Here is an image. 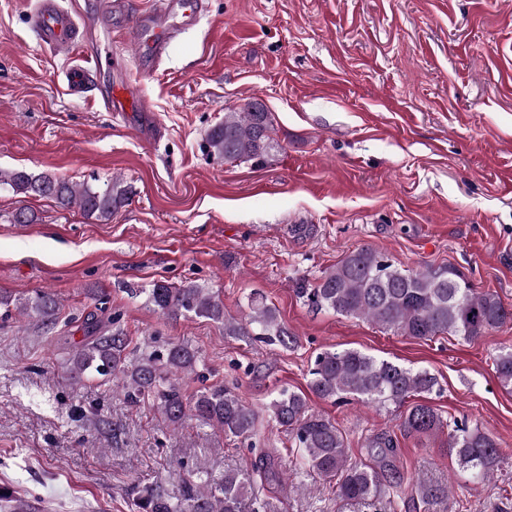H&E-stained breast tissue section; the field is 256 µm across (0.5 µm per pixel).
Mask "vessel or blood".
I'll return each instance as SVG.
<instances>
[{"mask_svg":"<svg viewBox=\"0 0 512 512\" xmlns=\"http://www.w3.org/2000/svg\"><path fill=\"white\" fill-rule=\"evenodd\" d=\"M202 11V0H162L157 12L149 19L147 28L138 30L137 39L147 46L145 66H152L167 49L174 24H193ZM33 23L43 42L60 49L80 45L83 38L72 13L59 9L55 0H38ZM108 48L96 49L83 55L66 72L69 89L78 91L90 81L94 70L103 61L111 59ZM138 105L129 87L115 85L105 106L112 112H129Z\"/></svg>","mask_w":512,"mask_h":512,"instance_id":"b4317fda","label":"vessel or blood"}]
</instances>
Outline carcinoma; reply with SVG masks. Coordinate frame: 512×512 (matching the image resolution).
<instances>
[{"mask_svg":"<svg viewBox=\"0 0 512 512\" xmlns=\"http://www.w3.org/2000/svg\"><path fill=\"white\" fill-rule=\"evenodd\" d=\"M208 152L226 162L249 161L268 155L278 143L272 137L271 119L262 104L249 102L224 113V121L207 134ZM16 194L46 197L63 208L76 207L87 216L107 218L128 200L126 194L89 185L77 186L66 179L34 176L23 169H0V187ZM139 292L162 316L177 320L196 316L224 323V331L234 336L250 334L247 325H256V336L278 342L284 348L297 344V336L278 318L277 309L261 298L250 300L249 321L224 311L223 302L197 285L171 286L155 283ZM301 294L316 310L329 309L340 315L365 320L385 330L417 339L442 334L477 340L512 322V310L500 299L482 291L456 267L425 266L406 271L385 254L369 247L347 253L326 271L312 288ZM38 318L53 328L58 323V303L38 294L21 302L0 293V308ZM87 341L69 360L68 373L112 380L129 403L145 397L158 401L165 416L175 426L191 416L234 437L250 435L257 414L241 398L222 385L205 386L188 398L179 380L204 379L197 371L198 350L185 342L166 345L132 356L126 352L123 332H112L91 314L85 322ZM494 372L504 387H512V347L503 346L494 358ZM310 390L319 398L342 402L348 397L377 410L390 405H407L400 416L399 429L407 434H433L444 426L448 431V453L460 468L476 479L493 477L502 456L500 444L490 433L469 427L458 420L448 423L435 408L418 397L433 391L436 378L427 370H414L399 363L376 359L355 349L326 350L317 355ZM276 422L287 428L299 452V470L323 480L336 482V495L346 502L373 506L383 498L399 497L405 512H416L417 504L440 494L452 497V488L433 489L411 479L407 487L384 480L385 468L394 462L397 443L392 435L376 433L367 438V463L349 458L343 434L335 422L311 411L299 393L282 391L270 403ZM277 478L269 454L259 451L249 466L227 471L215 479L198 468L182 477L171 491L155 485L134 488L139 512H271L260 501L259 485ZM0 502L11 512H30L28 502L7 485L0 486Z\"/></svg>","mask_w":512,"mask_h":512,"instance_id":"carcinoma-1","label":"carcinoma"}]
</instances>
